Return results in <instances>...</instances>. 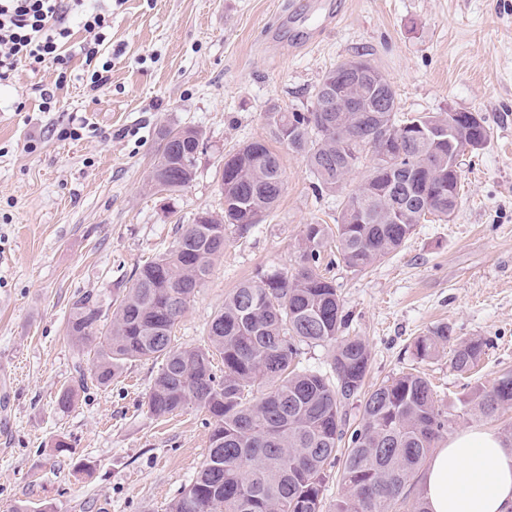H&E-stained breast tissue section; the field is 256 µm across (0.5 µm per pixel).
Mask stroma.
Returning <instances> with one entry per match:
<instances>
[{
    "label": "stroma",
    "mask_w": 512,
    "mask_h": 512,
    "mask_svg": "<svg viewBox=\"0 0 512 512\" xmlns=\"http://www.w3.org/2000/svg\"><path fill=\"white\" fill-rule=\"evenodd\" d=\"M111 78L74 80L40 106L54 66L22 67L0 86V512H168L202 466L211 430L190 409L152 417L146 396L160 361L127 363L107 386L78 390L67 338L74 298L111 302L137 267L170 248L202 210L222 211L224 156L267 137L270 104L310 109L322 76L365 56L393 83L403 112L480 113L491 139L465 156L463 197L445 222L416 225L402 249L355 273L334 262L346 335L370 351L368 384L417 369L458 431L512 428L465 402L512 371V0H112L102 46ZM86 120L80 138L59 132ZM195 126L204 150L177 198L149 191L162 129ZM285 190L248 233L228 230L223 255L175 328L199 345L225 297L258 269L295 264L305 225L335 224L340 199L321 194L303 159L280 148ZM447 327L479 338L470 373L447 352L421 360L417 337ZM70 449L57 452V441Z\"/></svg>",
    "instance_id": "obj_1"
}]
</instances>
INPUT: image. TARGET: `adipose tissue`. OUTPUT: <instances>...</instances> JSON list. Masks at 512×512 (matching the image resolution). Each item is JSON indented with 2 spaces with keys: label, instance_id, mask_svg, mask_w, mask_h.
<instances>
[{
  "label": "adipose tissue",
  "instance_id": "adipose-tissue-1",
  "mask_svg": "<svg viewBox=\"0 0 512 512\" xmlns=\"http://www.w3.org/2000/svg\"><path fill=\"white\" fill-rule=\"evenodd\" d=\"M428 512H512V454L490 429L449 439L422 478Z\"/></svg>",
  "mask_w": 512,
  "mask_h": 512
}]
</instances>
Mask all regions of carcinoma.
<instances>
[{"label": "carcinoma", "instance_id": "1", "mask_svg": "<svg viewBox=\"0 0 512 512\" xmlns=\"http://www.w3.org/2000/svg\"><path fill=\"white\" fill-rule=\"evenodd\" d=\"M351 64L373 78L355 83L346 69ZM265 121L268 139L224 157L221 212L197 213L171 250L138 267L112 301V314L91 293L72 302L69 340L78 351L96 347L90 372L75 367L78 385L105 386L126 363L159 359L149 413L164 418L195 408L209 414L207 459L169 512H323L327 470L341 451L344 493L331 512H428L412 488L455 419L418 372L362 393L370 352L361 337L342 335L343 304L321 265L333 247L347 268L363 272L398 252L416 225L448 218V204L460 199L461 173L448 169V142L430 136L448 113L401 115L391 81L357 56L322 76L308 111L274 105ZM459 126L462 144L490 140L484 120ZM273 142L303 158L315 191L342 195L335 227L305 225L293 269L259 270L224 299L204 344L179 346L174 329L224 251L227 230L248 231L280 200L285 179ZM201 146L196 127L161 132L150 174L163 175L168 195L193 182ZM360 167L361 181L347 190V176ZM448 341V330L436 329L417 339L416 355L432 357ZM304 344L332 347L330 373L294 366ZM484 353L482 340L461 341L449 349L450 365L466 373ZM217 356L224 361L220 374ZM359 396L363 423L343 451V407ZM468 405L485 416L512 408V373L477 391Z\"/></svg>", "mask_w": 512, "mask_h": 512}]
</instances>
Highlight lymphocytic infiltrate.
Returning a JSON list of instances; mask_svg holds the SVG:
<instances>
[{
	"label": "lymphocytic infiltrate",
	"mask_w": 512,
	"mask_h": 512,
	"mask_svg": "<svg viewBox=\"0 0 512 512\" xmlns=\"http://www.w3.org/2000/svg\"><path fill=\"white\" fill-rule=\"evenodd\" d=\"M112 12L98 0H0V84L10 82L18 67L52 62L58 68L56 86L67 81L68 64L81 55L90 88L106 84L110 63H98L97 44L105 39ZM85 37L72 43L73 28Z\"/></svg>",
	"instance_id": "lymphocytic-infiltrate-1"
}]
</instances>
